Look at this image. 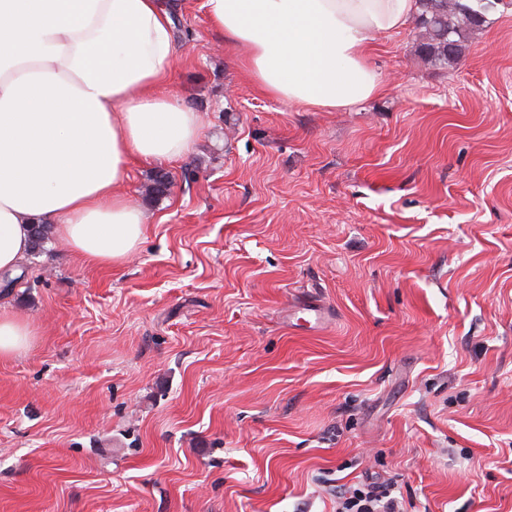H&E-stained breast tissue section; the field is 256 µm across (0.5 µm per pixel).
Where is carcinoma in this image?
<instances>
[{"label": "carcinoma", "instance_id": "carcinoma-1", "mask_svg": "<svg viewBox=\"0 0 512 512\" xmlns=\"http://www.w3.org/2000/svg\"><path fill=\"white\" fill-rule=\"evenodd\" d=\"M419 3L418 52L436 63L450 66L463 56L470 33L484 25L491 6L490 0H419ZM50 234V225H34L30 253L41 252Z\"/></svg>", "mask_w": 512, "mask_h": 512}]
</instances>
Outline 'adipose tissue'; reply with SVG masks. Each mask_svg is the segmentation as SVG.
<instances>
[{
    "label": "adipose tissue",
    "instance_id": "obj_1",
    "mask_svg": "<svg viewBox=\"0 0 512 512\" xmlns=\"http://www.w3.org/2000/svg\"><path fill=\"white\" fill-rule=\"evenodd\" d=\"M229 47L270 96L336 111L384 89L375 38L418 0H205ZM178 52L169 0H0V271L52 225L72 253L131 254L144 217L121 192L133 159L185 156L196 112L164 92Z\"/></svg>",
    "mask_w": 512,
    "mask_h": 512
}]
</instances>
